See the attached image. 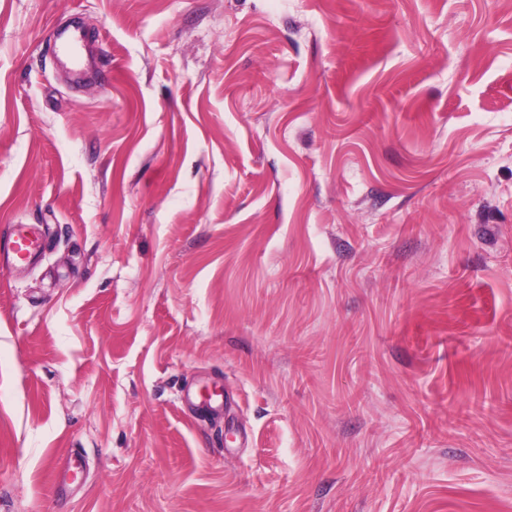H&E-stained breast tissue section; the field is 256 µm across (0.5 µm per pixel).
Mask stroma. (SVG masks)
I'll list each match as a JSON object with an SVG mask.
<instances>
[{"mask_svg": "<svg viewBox=\"0 0 512 512\" xmlns=\"http://www.w3.org/2000/svg\"><path fill=\"white\" fill-rule=\"evenodd\" d=\"M12 224L0 512H512V0H0ZM85 33L80 28H75L67 34H61L57 37L55 46L69 55L74 60V65L80 67L82 63V50L85 46ZM41 252V238L30 224H13L0 236V267L9 272L34 263Z\"/></svg>", "mask_w": 512, "mask_h": 512, "instance_id": "obj_1", "label": "stroma"}]
</instances>
